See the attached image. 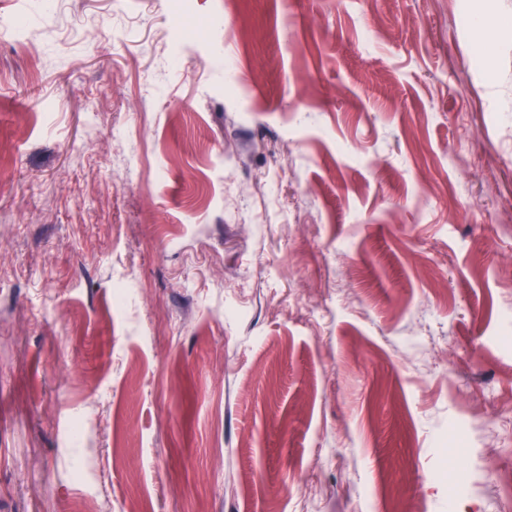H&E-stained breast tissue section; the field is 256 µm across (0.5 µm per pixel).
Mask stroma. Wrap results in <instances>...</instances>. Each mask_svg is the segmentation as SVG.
<instances>
[{"mask_svg": "<svg viewBox=\"0 0 512 512\" xmlns=\"http://www.w3.org/2000/svg\"><path fill=\"white\" fill-rule=\"evenodd\" d=\"M477 2L0 0V512H505Z\"/></svg>", "mask_w": 512, "mask_h": 512, "instance_id": "35a3bbf8", "label": "stroma"}]
</instances>
